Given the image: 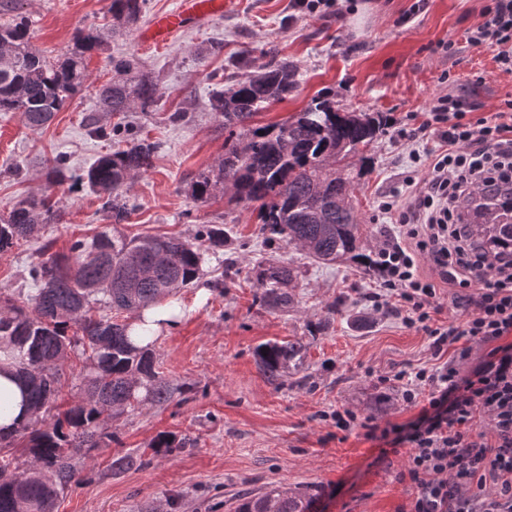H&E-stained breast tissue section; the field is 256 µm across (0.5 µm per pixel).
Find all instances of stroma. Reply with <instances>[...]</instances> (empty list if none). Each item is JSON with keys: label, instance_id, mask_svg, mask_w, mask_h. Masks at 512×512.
<instances>
[{"label": "stroma", "instance_id": "obj_1", "mask_svg": "<svg viewBox=\"0 0 512 512\" xmlns=\"http://www.w3.org/2000/svg\"><path fill=\"white\" fill-rule=\"evenodd\" d=\"M12 1L28 19L32 44L53 57L72 49L76 29L112 24L105 0H0V23L9 19ZM176 2L147 0L126 33L106 36L103 52L87 61L85 88L48 126L33 130L20 113L0 112V215L47 192L62 214L61 223L40 225L0 252V292L16 301L32 286V264L68 253L75 240L103 228L133 237L187 236L200 224L232 226L223 248L206 256L197 286L179 292L178 326L154 343L161 372L191 387L190 400L117 415V442L88 457L75 455L83 482L59 495L55 512H233L240 494L272 484L321 488L317 512H398L414 492L402 477L406 450L380 458L364 429L339 431L333 414L348 408L382 427L413 419L417 408L379 379L432 367L429 337L400 317L370 314L363 297L376 286L374 272L349 259L319 265L285 243H262L256 212L221 194L195 201L190 185L221 158L228 137L210 110V92L246 66L262 65L272 45L297 65L300 86L260 112L255 121L261 125L296 115L325 92L344 110L384 112L409 128L422 123L435 98L456 88L467 96L471 119L503 110L512 99V74L499 69L496 46L475 49L465 42L488 0H426L416 13L414 0H350L352 10L340 22L299 12L291 0H233L223 14L166 45L143 42L152 18ZM449 42L454 52L444 51ZM245 48L252 51L246 64L240 60ZM120 57L159 80L157 110L130 113L128 128L162 149L124 192L132 209L128 223L111 226L96 194L49 187L47 168L63 156L68 171L79 173L114 150L113 140L91 129L99 116L96 92ZM175 112L183 120H172ZM438 147L436 137L411 143L391 131L374 144L371 170L352 194L365 233L363 252L394 221L379 208L382 196L405 177L428 175L427 166L413 163L412 150ZM273 258L293 260L303 271L293 306L283 310L260 306L247 280L255 262ZM295 338L307 345L302 365L281 386L270 385L258 369L256 348ZM161 435L181 440L184 449L155 450ZM120 456L129 464L112 469Z\"/></svg>", "mask_w": 512, "mask_h": 512}]
</instances>
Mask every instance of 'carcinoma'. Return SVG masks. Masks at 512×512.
<instances>
[{
  "instance_id": "obj_1",
  "label": "carcinoma",
  "mask_w": 512,
  "mask_h": 512,
  "mask_svg": "<svg viewBox=\"0 0 512 512\" xmlns=\"http://www.w3.org/2000/svg\"><path fill=\"white\" fill-rule=\"evenodd\" d=\"M147 0H107L112 30L126 28L142 16ZM64 59H51L31 43L25 16L0 24V112H20L28 126L49 124L86 81V57L103 49L94 28H81ZM257 70L227 79L212 90L210 108L224 119L229 136L224 157L192 184L194 199L205 202L219 193L244 208L258 204L265 241L282 240L305 251L313 261L330 265L357 256L362 225L351 202L355 179L370 161V148L386 128L379 112H339L336 102L318 95L297 115L281 123L256 126L253 118L270 103L299 88L296 65L269 50ZM113 76L98 90L99 111L106 115L154 110L160 100L158 80L134 70L125 59L112 60ZM119 123L96 128L99 136L118 137L116 150L100 156L86 171L68 177L70 187L87 185L102 199L112 224L128 220L123 189L152 166L160 144L138 136H121ZM60 220L56 202L47 195L20 201L0 218V251L33 232L37 224ZM222 224H203L191 237L127 238L102 230L79 239L73 258L55 256L29 270L35 286L27 302L8 298L0 306V351L12 354L17 373L28 388L32 417L0 442L11 448L25 441L35 465L19 470L11 455L0 454V512H54L58 494L82 481L72 463L80 450L90 453L117 439L107 421L116 412L147 402L164 404L175 388L159 371L142 311L162 306L182 288L203 276L204 255L224 244ZM300 271L288 261H260L251 279L268 308H286L295 295L290 286ZM77 326L81 334L70 336ZM85 359L86 399L60 409L61 363L70 351ZM307 346L301 339L269 341L256 350L257 363L272 385L301 363ZM317 490H294L272 484L261 494L242 499L234 512H313Z\"/></svg>"
}]
</instances>
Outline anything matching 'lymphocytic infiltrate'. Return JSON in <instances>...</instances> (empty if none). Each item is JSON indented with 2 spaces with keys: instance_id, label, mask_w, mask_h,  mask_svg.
<instances>
[{
  "instance_id": "obj_1",
  "label": "lymphocytic infiltrate",
  "mask_w": 512,
  "mask_h": 512,
  "mask_svg": "<svg viewBox=\"0 0 512 512\" xmlns=\"http://www.w3.org/2000/svg\"><path fill=\"white\" fill-rule=\"evenodd\" d=\"M466 42L496 45L497 63L512 73V0H490ZM396 134L412 141L432 134L445 148L427 179H406L405 206L382 202L397 218L372 251L378 287L364 300L375 313L399 314L407 327L425 330L446 360L387 376L419 413L403 424L367 425L366 437L381 442V455L407 451L415 493L400 512H512V234L480 240L463 221L465 206L485 195L512 210V124L499 112L470 121L462 98L448 94L417 128ZM445 286L466 290L468 309L460 322L435 327ZM477 342L491 349L476 359Z\"/></svg>"
}]
</instances>
